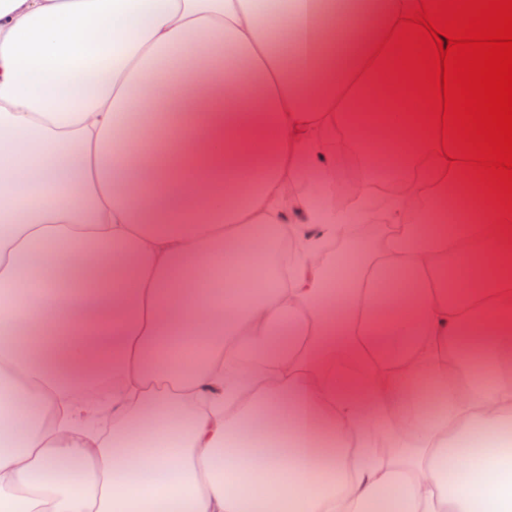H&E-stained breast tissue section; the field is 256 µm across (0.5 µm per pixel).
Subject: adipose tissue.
Masks as SVG:
<instances>
[{"label": "adipose tissue", "mask_w": 512, "mask_h": 512, "mask_svg": "<svg viewBox=\"0 0 512 512\" xmlns=\"http://www.w3.org/2000/svg\"><path fill=\"white\" fill-rule=\"evenodd\" d=\"M412 3L293 0L277 46L260 0H0V512H512V242L441 138L369 118ZM337 121L430 161L353 292ZM283 234L285 288L251 270ZM110 356L106 438L68 378Z\"/></svg>", "instance_id": "adipose-tissue-1"}]
</instances>
